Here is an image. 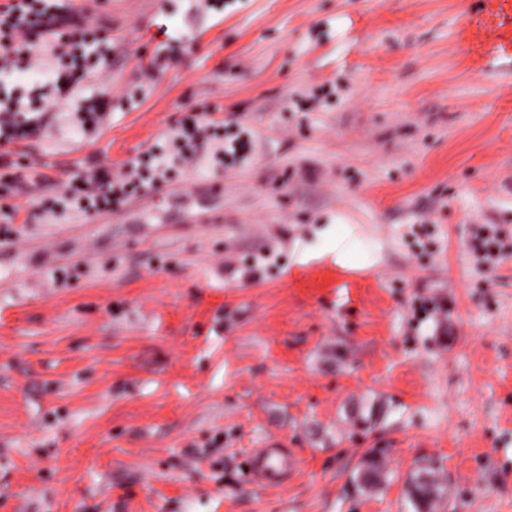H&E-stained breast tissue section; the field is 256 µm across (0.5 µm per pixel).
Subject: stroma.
<instances>
[{"label":"stroma","mask_w":512,"mask_h":512,"mask_svg":"<svg viewBox=\"0 0 512 512\" xmlns=\"http://www.w3.org/2000/svg\"><path fill=\"white\" fill-rule=\"evenodd\" d=\"M94 10L112 60L85 92L111 95L110 122L89 137L52 113L8 162L52 193L186 107L235 116L256 150L0 245V512H415L427 461L441 512H512V254L491 272L470 245L476 224L512 238V0ZM433 298L447 332L414 317ZM272 438L301 469L258 490L249 452ZM424 468L429 471L428 479L420 480L416 469L408 476L410 497L417 512H433L436 506L446 499L447 487L439 477L437 467Z\"/></svg>","instance_id":"35a3bbf8"}]
</instances>
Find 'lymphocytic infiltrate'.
<instances>
[{
	"label": "lymphocytic infiltrate",
	"instance_id": "lymphocytic-infiltrate-1",
	"mask_svg": "<svg viewBox=\"0 0 512 512\" xmlns=\"http://www.w3.org/2000/svg\"><path fill=\"white\" fill-rule=\"evenodd\" d=\"M112 41L93 16L74 0H0V145L37 136L51 110L68 104L75 119L89 132L105 126L112 114L105 94L83 95L91 78L108 74ZM54 68L53 94L24 99L6 81L18 73ZM210 149L216 172L239 170L254 150V133L236 119H214L211 113L184 112L172 135L120 166L99 162L71 176L56 194H41V217L67 211L97 215L118 210L132 198L146 197L167 183L178 160L192 168L201 149ZM41 179L17 171L0 178V242L22 234L17 222L25 210L15 205L21 192L39 191Z\"/></svg>",
	"mask_w": 512,
	"mask_h": 512
}]
</instances>
